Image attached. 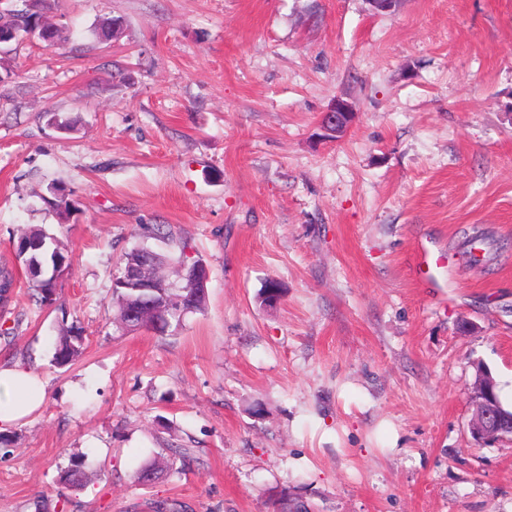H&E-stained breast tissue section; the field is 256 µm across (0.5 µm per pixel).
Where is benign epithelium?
Returning a JSON list of instances; mask_svg holds the SVG:
<instances>
[{
	"instance_id": "obj_1",
	"label": "benign epithelium",
	"mask_w": 512,
	"mask_h": 512,
	"mask_svg": "<svg viewBox=\"0 0 512 512\" xmlns=\"http://www.w3.org/2000/svg\"><path fill=\"white\" fill-rule=\"evenodd\" d=\"M354 116L352 103L338 96L323 113L320 128L325 137L338 139L347 131ZM123 282L137 292V295L132 297L134 311L129 313V320L134 321L139 313L157 307L149 295L153 285L143 278L139 268H126ZM494 388L495 381L488 371L482 367L476 368L471 396L474 411L470 420V430L479 440L512 438V412L505 411L494 400Z\"/></svg>"
}]
</instances>
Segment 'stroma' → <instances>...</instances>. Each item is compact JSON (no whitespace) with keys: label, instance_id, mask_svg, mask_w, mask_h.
<instances>
[{"label":"stroma","instance_id":"1","mask_svg":"<svg viewBox=\"0 0 512 512\" xmlns=\"http://www.w3.org/2000/svg\"><path fill=\"white\" fill-rule=\"evenodd\" d=\"M55 45L0 65V365L45 383L0 443V512H512V440L469 431L475 367L512 406V0H49ZM118 39L98 42L103 20ZM357 112L322 139L335 97ZM71 118L61 133L47 117ZM75 208L60 219L51 184ZM40 224L72 255L60 301L16 257ZM164 225L210 268L175 334L117 329L122 254ZM445 247L438 284L416 242ZM282 295L261 304L268 281ZM84 329L58 367L64 323ZM261 414H254V406ZM191 467L143 485L148 459ZM86 475L74 487L73 466Z\"/></svg>","mask_w":512,"mask_h":512}]
</instances>
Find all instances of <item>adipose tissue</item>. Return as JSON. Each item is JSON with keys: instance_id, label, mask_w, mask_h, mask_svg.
<instances>
[{"instance_id": "1", "label": "adipose tissue", "mask_w": 512, "mask_h": 512, "mask_svg": "<svg viewBox=\"0 0 512 512\" xmlns=\"http://www.w3.org/2000/svg\"><path fill=\"white\" fill-rule=\"evenodd\" d=\"M45 388L34 369L0 365V433L9 432L43 402Z\"/></svg>"}]
</instances>
